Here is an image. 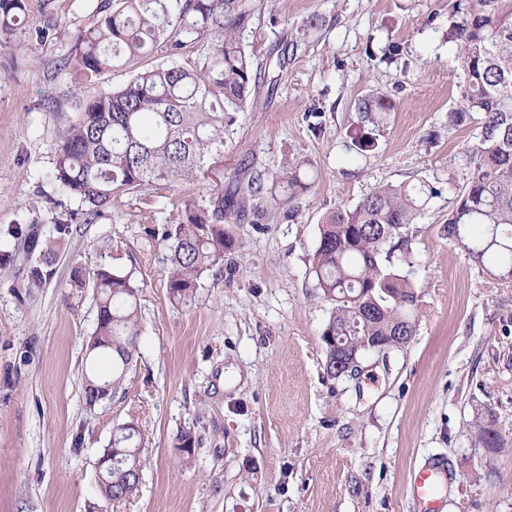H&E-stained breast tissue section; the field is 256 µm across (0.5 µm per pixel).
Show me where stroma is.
I'll return each instance as SVG.
<instances>
[{
    "label": "stroma",
    "mask_w": 512,
    "mask_h": 512,
    "mask_svg": "<svg viewBox=\"0 0 512 512\" xmlns=\"http://www.w3.org/2000/svg\"><path fill=\"white\" fill-rule=\"evenodd\" d=\"M99 0H27L0 36V512H101L96 462L116 425L148 438L136 496L110 512H427L414 475L444 465L436 512H512V281L492 276L448 240V212L478 123L448 124L464 76L449 43L448 0H265L273 97L241 113L223 172L176 183L147 201L126 194L90 224L54 230L79 206L52 175L56 136L71 114L62 59ZM326 30L275 62L306 18ZM398 44L391 64L366 45ZM393 102L377 146L358 152L354 101ZM325 113L321 132L305 115ZM309 160L311 187L294 215L256 230L226 225L235 245L205 273L188 304L170 301L165 224L202 208L242 159L270 169ZM438 188L415 228L419 306L405 347L369 353L361 372L324 373L330 306L308 256L329 212L375 185ZM46 259L50 277L30 282ZM120 268L140 287L139 351L122 393L88 407L86 344L96 326L91 283L74 268ZM491 411L508 449L478 443L477 411ZM191 429L193 458L176 447Z\"/></svg>",
    "instance_id": "1"
}]
</instances>
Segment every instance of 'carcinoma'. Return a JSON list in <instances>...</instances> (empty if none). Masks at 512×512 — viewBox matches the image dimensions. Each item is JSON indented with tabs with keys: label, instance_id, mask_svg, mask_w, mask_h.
<instances>
[{
	"label": "carcinoma",
	"instance_id": "cac0c4a2",
	"mask_svg": "<svg viewBox=\"0 0 512 512\" xmlns=\"http://www.w3.org/2000/svg\"><path fill=\"white\" fill-rule=\"evenodd\" d=\"M25 9V0H0V35ZM451 9L447 37L457 46L464 86L448 125L465 126L475 113L483 118L477 141L462 157L469 173L448 212V240L503 278L512 271V0H453ZM261 10V0H102L96 6L62 61L74 75V117L58 133L53 176L85 205L73 218L90 224L124 193L164 190L224 162L238 114L258 100ZM324 23L318 14L307 17L285 51L296 55ZM189 44L199 46L193 58L182 53ZM156 55L163 62L122 87H95L103 72ZM391 109L385 97L358 100L351 133L357 150H373L372 131ZM308 166L292 157L270 178L255 163L243 164L226 175L202 212L188 208L166 225L170 300L188 303L204 273L224 261L230 244L224 225L238 223L250 208L275 223L280 208L310 187ZM437 193L426 183L378 184L355 207L334 210L322 224L309 266L320 297L331 305L321 336L327 377L339 378L341 353L361 356L364 343L375 339L389 350L387 341L401 336L407 343L415 335L413 224ZM87 276L97 319L84 400L94 407L103 402L97 387L118 393L137 354L139 286L130 272L98 268ZM475 421L482 447L504 448L491 412H476ZM146 444L135 424L113 430L103 449L112 467L98 476L105 503L136 495Z\"/></svg>",
	"mask_w": 512,
	"mask_h": 512
}]
</instances>
